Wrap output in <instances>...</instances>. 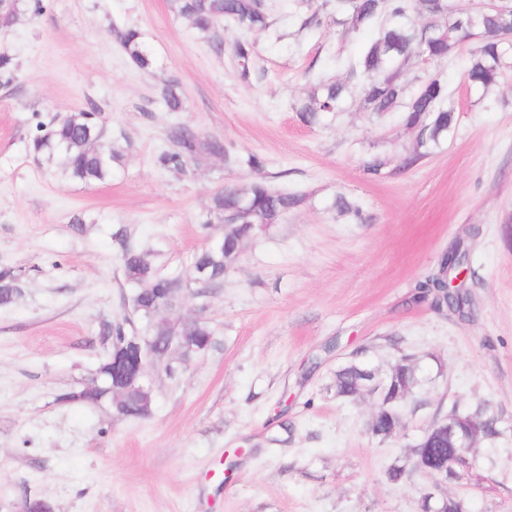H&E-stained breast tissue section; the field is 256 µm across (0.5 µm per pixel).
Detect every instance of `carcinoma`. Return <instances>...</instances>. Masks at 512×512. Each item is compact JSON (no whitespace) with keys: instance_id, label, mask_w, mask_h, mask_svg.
Returning a JSON list of instances; mask_svg holds the SVG:
<instances>
[{"instance_id":"carcinoma-1","label":"carcinoma","mask_w":512,"mask_h":512,"mask_svg":"<svg viewBox=\"0 0 512 512\" xmlns=\"http://www.w3.org/2000/svg\"><path fill=\"white\" fill-rule=\"evenodd\" d=\"M310 13L301 28L319 29L329 9L342 15L339 23L357 30L376 25L378 37L355 57L346 62V76L340 81L317 77L314 89L294 105L303 122L316 125L329 114L341 111L349 87L361 86L364 106L380 115L403 108L405 125L416 135L413 153L404 159L411 166L428 155L429 149L448 137L454 122V109L448 104L447 84L436 77L422 81L408 101H403L408 81L409 60L420 56L426 60L448 57L456 46L471 44L467 79L471 86L484 91L499 83L512 54V0H497L490 6L461 9L453 0H309ZM170 10L188 22L197 38L220 45L224 33L221 22L233 23L241 37L234 39L233 49L238 59L240 78L247 82L253 70L254 42L249 35L270 29L266 0H169ZM46 10L45 0H0V33L11 30L27 16H37ZM121 48L138 69L151 72L156 68L154 55L142 31L127 27L116 32ZM14 63L6 51L0 52V86L13 80ZM162 98L169 112L185 109V99L179 83L163 80ZM170 146L162 150L155 163L166 172L184 174L191 164L203 157L229 159L230 150L219 136L204 135L184 125L169 131ZM28 152L36 163L54 177L66 182L102 183L112 179L124 165L125 150L106 136L95 110H77L57 115L48 122L39 121L28 140ZM257 174L244 188H224L215 192L200 224L224 225L222 238L213 241L193 260L192 271L205 269L201 285L211 288L224 282V273L238 258L241 243L262 226L277 224L288 211L299 207L305 196L271 188L260 177L262 161L255 155L242 160ZM332 207L348 216L353 223L363 222L361 207L345 197H338ZM122 261L126 279L135 287L133 312L145 322L142 329L127 332L122 325L109 326L103 335L121 342L133 335L154 342L158 350L165 349L155 308L174 306L185 281L179 277H163L157 273L147 254L124 246ZM22 294L21 278L11 267L0 268V306H9ZM188 335L195 339L196 351L206 350L212 342L211 327L201 321L188 322ZM112 352L98 367L101 383L93 392L86 390L79 397L91 401L112 400ZM419 383L418 367L410 356L402 357L381 377L365 365L353 362L336 372V393L344 398L360 388L378 390L380 402L370 424L371 433L390 436L397 424V415L389 411L386 402L395 395L413 389ZM470 465L477 457L469 450L454 447L446 436L435 443L429 463L436 470L449 471L458 467L460 456ZM410 472L409 458L400 457L388 469V479L403 481Z\"/></svg>"}]
</instances>
